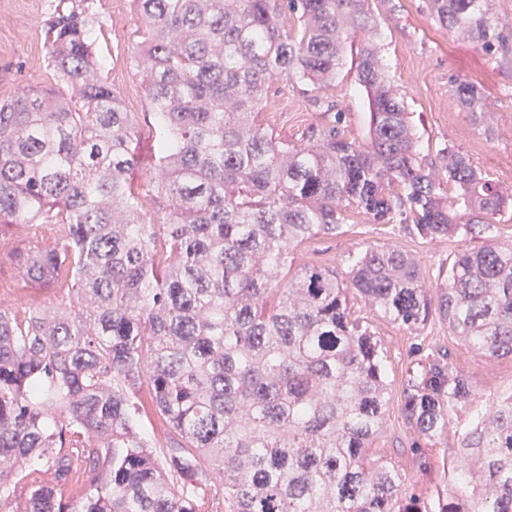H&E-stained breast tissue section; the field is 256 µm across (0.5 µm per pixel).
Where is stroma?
<instances>
[{
    "mask_svg": "<svg viewBox=\"0 0 512 512\" xmlns=\"http://www.w3.org/2000/svg\"><path fill=\"white\" fill-rule=\"evenodd\" d=\"M102 31L97 49L105 62L112 88L130 112L147 111L143 85L131 65L141 39L142 22L132 0H88ZM60 0H0V99L30 86L53 84L43 27ZM379 40L388 63L389 78L404 99L419 138L421 154L435 158L451 145L486 171L489 178L512 189V51L492 55L479 44L439 27L424 0H384L378 7ZM474 83L483 92L492 115L490 127L475 123L461 111L451 91L452 79ZM314 91L283 79L274 80L267 93L261 120L273 134L291 143L301 142L311 127H323L342 112L345 131L355 138L367 134V106L356 79V69L344 62L336 86L327 91L334 111L314 104ZM375 243H389L417 262L426 287L438 290L448 282V268L459 239H425L401 224H379L356 206L346 210L342 234L316 237L298 247L296 262H315L345 269L350 255ZM354 315L369 322L381 339L390 381L386 422L375 444L379 456L404 471L408 491L427 504L448 486L461 433L472 413L458 414L434 445L418 446V437L401 416L409 381L433 359L442 357L471 379L478 399L512 390V359L489 361L471 353L448 332L439 313L417 329L389 323L360 299H353Z\"/></svg>",
    "mask_w": 512,
    "mask_h": 512,
    "instance_id": "1",
    "label": "stroma"
}]
</instances>
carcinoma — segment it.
Masks as SVG:
<instances>
[{
    "label": "carcinoma",
    "mask_w": 512,
    "mask_h": 512,
    "mask_svg": "<svg viewBox=\"0 0 512 512\" xmlns=\"http://www.w3.org/2000/svg\"><path fill=\"white\" fill-rule=\"evenodd\" d=\"M132 2L145 31L131 64L155 130L146 185L130 180L140 126L104 74L83 0L45 30L55 84L0 101V256L22 303L0 305V512H512V391L474 414L429 506L372 452L387 352L352 317L350 290L408 329L435 306L476 355L512 358V243L491 224L512 190L452 146L423 161L371 0ZM425 3L441 28L505 47L490 0ZM358 33L367 139L336 125L303 146L273 136L260 119L271 81L329 90ZM451 87L487 121L477 86ZM149 195L159 219L143 210ZM352 204L422 238L483 243L455 255L436 294L388 244L343 275L294 263L301 244L342 233ZM26 224L52 237L6 236ZM42 291L60 294L49 311ZM145 393L175 445L140 430ZM475 398L468 375L435 358L401 415L430 442Z\"/></svg>",
    "instance_id": "1"
}]
</instances>
